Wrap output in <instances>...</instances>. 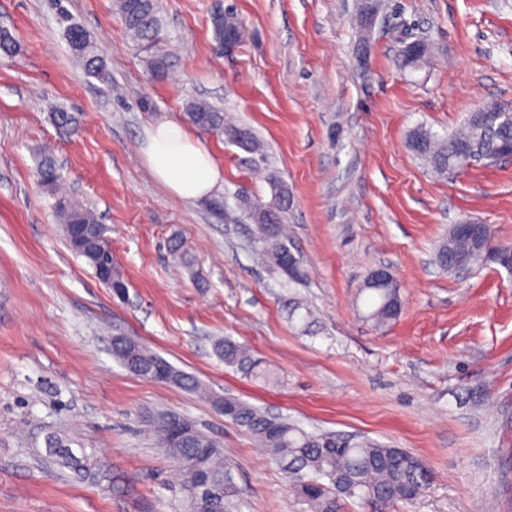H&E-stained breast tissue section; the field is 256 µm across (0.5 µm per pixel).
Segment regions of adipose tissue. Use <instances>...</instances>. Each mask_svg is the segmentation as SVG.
Wrapping results in <instances>:
<instances>
[{
  "instance_id": "ef3b65f1",
  "label": "adipose tissue",
  "mask_w": 512,
  "mask_h": 512,
  "mask_svg": "<svg viewBox=\"0 0 512 512\" xmlns=\"http://www.w3.org/2000/svg\"><path fill=\"white\" fill-rule=\"evenodd\" d=\"M140 150L154 176L176 198H204L224 178L213 154L180 121L152 124Z\"/></svg>"
}]
</instances>
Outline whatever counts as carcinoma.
<instances>
[{
    "label": "carcinoma",
    "instance_id": "carcinoma-1",
    "mask_svg": "<svg viewBox=\"0 0 512 512\" xmlns=\"http://www.w3.org/2000/svg\"><path fill=\"white\" fill-rule=\"evenodd\" d=\"M127 36L144 53L148 66L160 80L168 77L172 68L170 56L160 50L162 18L158 0H116ZM66 39L85 73L99 80L110 79L104 58L98 53L90 34L70 24ZM429 51V45H406L401 53L405 67H415ZM187 123L224 141L258 153L262 146L253 130L224 115V109L205 100L196 101L184 113ZM512 145V117L497 111V105L471 112L461 130L439 137L431 131L416 128L411 131L408 146L415 155L439 174L459 172L466 168L464 155L472 162L493 165L501 160ZM41 183L57 189L61 179L56 159L45 151L38 165ZM273 187L270 200L241 197L238 210L254 224L258 254L263 263L274 271L284 272L283 262L291 250L282 238L281 224L288 211V186L269 177ZM62 224H82L99 230L101 224L94 210L60 196L56 202ZM512 251V245H492L490 237L482 241L459 236L454 228L435 250V260L444 271H457L486 260V253ZM79 256L86 259L96 278L104 286L123 283L120 273L112 266V250L99 246ZM370 292L372 310L368 317L378 325L396 320L402 310L397 288H374L364 283ZM217 356L230 366H236L259 379L271 378V373L260 360L229 337L215 344ZM112 356L127 369L139 371L160 369L169 377L168 384L188 391L205 393L216 409H224V416L244 428L265 448L288 476L290 491L298 504L308 512H344L346 500L359 501L370 512H393L401 503L414 500L430 478V471L422 458L403 449L389 448L370 440L354 441L334 434L307 433L288 417L273 415L247 401L206 392L204 384L164 358L153 353L144 344L124 334L112 337ZM170 413L158 412L150 417V425L159 445L176 463L186 464L195 474L210 480L216 494L203 492L185 484L191 512H242L244 501L231 469L224 462L221 446L206 436L191 420H185L181 437L174 436ZM47 439L53 444L48 455L77 478L92 482L109 481L112 490L125 492V485L112 479L110 466L93 448L74 449L58 435Z\"/></svg>",
    "mask_w": 512,
    "mask_h": 512
}]
</instances>
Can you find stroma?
Returning <instances> with one entry per match:
<instances>
[{"instance_id": "1", "label": "stroma", "mask_w": 512, "mask_h": 512, "mask_svg": "<svg viewBox=\"0 0 512 512\" xmlns=\"http://www.w3.org/2000/svg\"><path fill=\"white\" fill-rule=\"evenodd\" d=\"M173 73L155 79L112 0H0L18 51L0 56V512H189L185 478L144 432L167 410L224 448L245 512H299L286 475L243 428L193 392L138 377L112 356L122 333L218 394L305 431L368 439L423 458L427 488L400 512H512V270L446 272L436 245L453 224H488L512 244V159L439 175L407 136H444L467 113L512 102V0H383L370 28L360 0H162ZM246 30L221 50L212 17ZM94 38L110 82L85 75L66 36ZM428 40L400 68L408 36ZM209 101L250 126L252 154L198 132L224 179L181 200L140 152L146 128ZM76 118L59 127L54 113ZM52 146L70 196L92 207L126 299L68 246L38 176ZM300 280L257 264L249 222L214 202L270 199ZM180 236L181 264L167 252ZM400 285L399 318L367 317L369 272ZM309 312L293 317V305ZM230 337L273 374L263 382L214 351ZM54 432L97 449L130 493L77 480L48 462Z\"/></svg>"}]
</instances>
